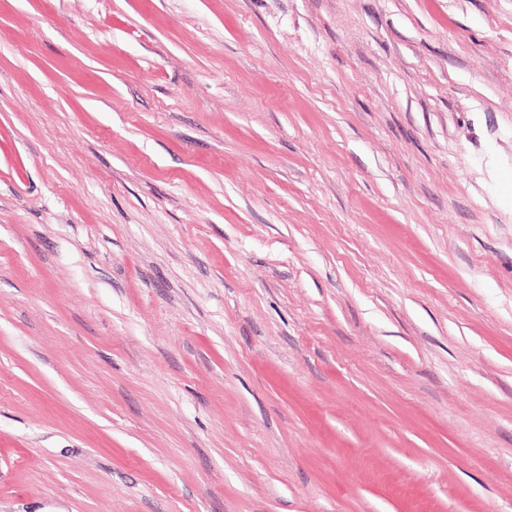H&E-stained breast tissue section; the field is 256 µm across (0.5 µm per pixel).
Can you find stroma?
Listing matches in <instances>:
<instances>
[{"label": "stroma", "mask_w": 512, "mask_h": 512, "mask_svg": "<svg viewBox=\"0 0 512 512\" xmlns=\"http://www.w3.org/2000/svg\"><path fill=\"white\" fill-rule=\"evenodd\" d=\"M0 512H512V0H0Z\"/></svg>", "instance_id": "obj_1"}]
</instances>
